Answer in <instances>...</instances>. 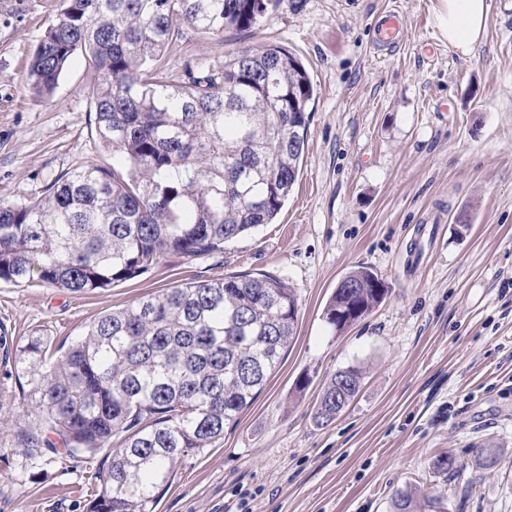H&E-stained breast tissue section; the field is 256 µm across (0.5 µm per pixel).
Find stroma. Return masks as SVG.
<instances>
[{"label":"stroma","instance_id":"stroma-1","mask_svg":"<svg viewBox=\"0 0 512 512\" xmlns=\"http://www.w3.org/2000/svg\"><path fill=\"white\" fill-rule=\"evenodd\" d=\"M485 38L467 56L436 28L438 0H271L245 31L189 26L166 71L275 43L314 88L298 180L275 223L223 252L169 256L90 293L0 281V327L69 347L105 312L190 282L271 274L298 299L297 332L263 391L214 447L177 462L157 512H512V0H488ZM62 0H0V200L27 203L61 175L108 165L90 109L97 79L76 55L52 97L26 83L34 47ZM401 40L375 42L388 10ZM366 266L388 292L337 332L324 307ZM363 371L336 419L314 421L336 371ZM33 419L0 364V512H86L106 452L26 447ZM495 442L502 463L477 450ZM453 455L459 472L442 471Z\"/></svg>","mask_w":512,"mask_h":512}]
</instances>
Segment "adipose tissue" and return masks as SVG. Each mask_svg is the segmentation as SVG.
<instances>
[{
	"mask_svg": "<svg viewBox=\"0 0 512 512\" xmlns=\"http://www.w3.org/2000/svg\"><path fill=\"white\" fill-rule=\"evenodd\" d=\"M487 0H440L435 12L437 28L461 55H469L481 42L487 28Z\"/></svg>",
	"mask_w": 512,
	"mask_h": 512,
	"instance_id": "adipose-tissue-1",
	"label": "adipose tissue"
}]
</instances>
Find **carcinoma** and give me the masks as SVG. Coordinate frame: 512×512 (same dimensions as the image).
<instances>
[{
  "mask_svg": "<svg viewBox=\"0 0 512 512\" xmlns=\"http://www.w3.org/2000/svg\"><path fill=\"white\" fill-rule=\"evenodd\" d=\"M269 0H65L34 49L26 83L51 94L77 53L98 73L91 105L99 141L120 165L84 164L29 203L0 201V280L70 293L134 279L168 255L224 250L281 211L297 181L313 85L285 49L224 57V69L162 70L188 25L248 29ZM326 309L342 331L382 297L373 271L348 272ZM297 298L281 279L185 283L100 316L52 359L49 337L0 333L27 413L47 435L31 444L70 455L112 449L86 512H156L175 464L213 446L251 406L296 335ZM363 371H337L319 424L358 394ZM500 448L478 453L486 468ZM393 512H416L396 491Z\"/></svg>",
  "mask_w": 512,
  "mask_h": 512,
  "instance_id": "cac0c4a2",
  "label": "carcinoma"
}]
</instances>
